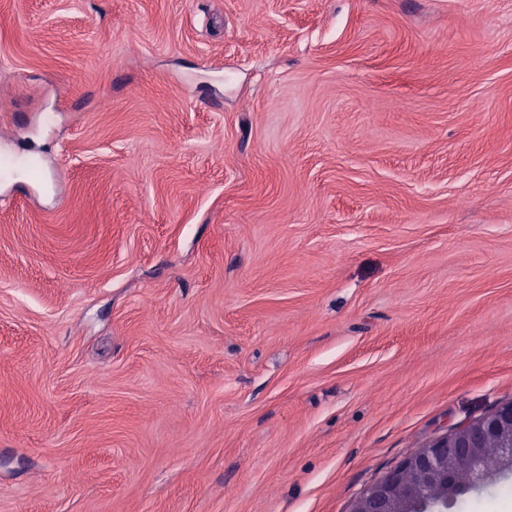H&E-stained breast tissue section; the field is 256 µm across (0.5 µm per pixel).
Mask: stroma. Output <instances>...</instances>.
<instances>
[{
	"instance_id": "35a3bbf8",
	"label": "stroma",
	"mask_w": 512,
	"mask_h": 512,
	"mask_svg": "<svg viewBox=\"0 0 512 512\" xmlns=\"http://www.w3.org/2000/svg\"><path fill=\"white\" fill-rule=\"evenodd\" d=\"M0 145V512H348L512 401V0H0Z\"/></svg>"
}]
</instances>
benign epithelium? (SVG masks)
Returning a JSON list of instances; mask_svg holds the SVG:
<instances>
[{
    "label": "benign epithelium",
    "mask_w": 512,
    "mask_h": 512,
    "mask_svg": "<svg viewBox=\"0 0 512 512\" xmlns=\"http://www.w3.org/2000/svg\"><path fill=\"white\" fill-rule=\"evenodd\" d=\"M497 470L476 479L475 465L488 449ZM512 472V401L436 437L367 485L347 512H448L458 496Z\"/></svg>",
    "instance_id": "benign-epithelium-1"
}]
</instances>
